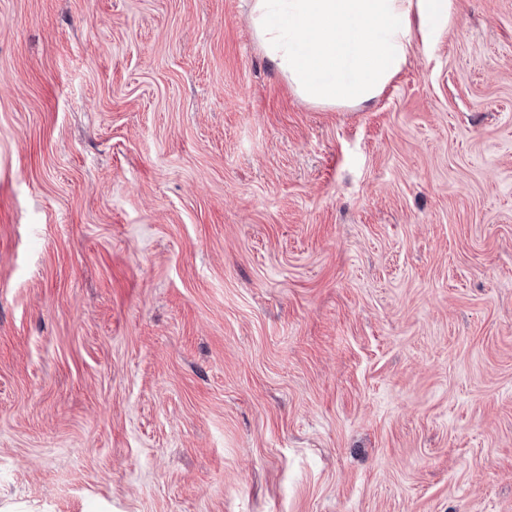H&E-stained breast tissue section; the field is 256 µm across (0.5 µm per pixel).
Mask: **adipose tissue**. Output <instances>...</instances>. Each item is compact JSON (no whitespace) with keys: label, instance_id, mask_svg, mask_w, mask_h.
Here are the masks:
<instances>
[{"label":"adipose tissue","instance_id":"obj_1","mask_svg":"<svg viewBox=\"0 0 512 512\" xmlns=\"http://www.w3.org/2000/svg\"><path fill=\"white\" fill-rule=\"evenodd\" d=\"M453 21V0H252L258 45L291 90L315 106L376 99L406 66L415 39Z\"/></svg>","mask_w":512,"mask_h":512}]
</instances>
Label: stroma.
Here are the masks:
<instances>
[{"label": "stroma", "instance_id": "obj_1", "mask_svg": "<svg viewBox=\"0 0 512 512\" xmlns=\"http://www.w3.org/2000/svg\"><path fill=\"white\" fill-rule=\"evenodd\" d=\"M374 101L250 0H0V512H512V0Z\"/></svg>", "mask_w": 512, "mask_h": 512}]
</instances>
